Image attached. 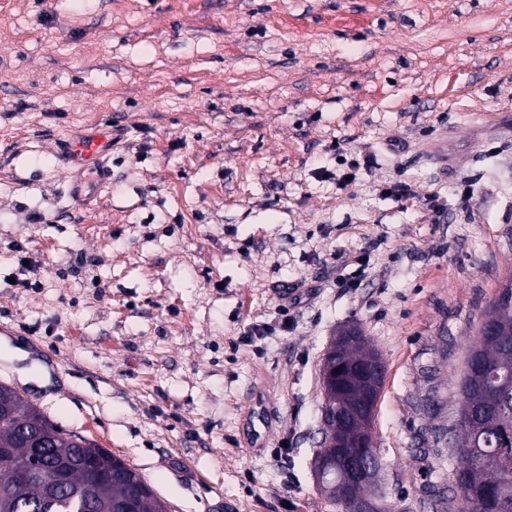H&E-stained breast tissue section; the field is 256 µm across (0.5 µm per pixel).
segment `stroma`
Returning a JSON list of instances; mask_svg holds the SVG:
<instances>
[{
  "label": "stroma",
  "instance_id": "obj_1",
  "mask_svg": "<svg viewBox=\"0 0 512 512\" xmlns=\"http://www.w3.org/2000/svg\"><path fill=\"white\" fill-rule=\"evenodd\" d=\"M104 125L92 194L62 152ZM510 274L512 0H0V327L29 354L0 382L169 512H340L311 460L350 325L386 366V512H460V379Z\"/></svg>",
  "mask_w": 512,
  "mask_h": 512
}]
</instances>
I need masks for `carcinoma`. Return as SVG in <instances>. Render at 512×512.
<instances>
[{
  "label": "carcinoma",
  "instance_id": "cac0c4a2",
  "mask_svg": "<svg viewBox=\"0 0 512 512\" xmlns=\"http://www.w3.org/2000/svg\"><path fill=\"white\" fill-rule=\"evenodd\" d=\"M487 324L499 335L480 337V344L467 359L456 423L460 442L456 478L462 491L461 512H512V497L498 502L483 497L484 490L501 486L512 491V301L494 300L489 304ZM337 392V409L346 412L356 401V385ZM39 419L50 431L52 448L34 456L23 439L21 428ZM0 448L10 453L0 455V512H86L95 503L99 512H113L135 485L145 484L131 466L114 480H94L77 465L82 457L95 460L98 469L112 473L118 457L92 440L68 434L50 422L37 408L22 399L12 388L0 383ZM70 463L66 488L47 493L32 485L23 493L14 487L15 471L52 470ZM140 512H167L166 504L153 491L140 500Z\"/></svg>",
  "mask_w": 512,
  "mask_h": 512
}]
</instances>
